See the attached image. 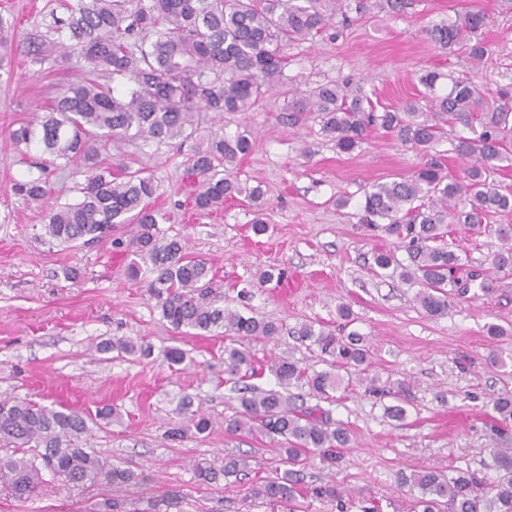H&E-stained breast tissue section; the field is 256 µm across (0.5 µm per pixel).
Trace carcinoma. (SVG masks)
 Masks as SVG:
<instances>
[{"label": "carcinoma", "mask_w": 512, "mask_h": 512, "mask_svg": "<svg viewBox=\"0 0 512 512\" xmlns=\"http://www.w3.org/2000/svg\"><path fill=\"white\" fill-rule=\"evenodd\" d=\"M375 6L398 16L408 13L414 0H376ZM369 9L368 0H73L67 17L53 18L48 31L34 37L32 52L45 58L67 49L87 62L91 76L64 88L50 111L35 113L10 130L15 148H35L50 156L31 163L28 175L14 181L11 191L27 201H42L48 196L49 167L80 162L85 182L79 200L49 209L44 230L50 240L68 247L90 244L124 224H136L127 273L136 281L142 267H149L153 278L148 292L174 330L222 329L239 337L271 339L287 327L216 305L211 268L190 256L181 238L168 237L160 228L168 217L148 207L159 190L154 178L126 172L121 163L117 168L123 176L113 175L101 151L108 146L119 151L134 141L146 145L196 140L189 159L198 178L194 207L207 213L227 199L243 195L256 201L261 195L259 187L242 184L234 172L253 148L250 132H212L211 115L248 112L273 88L287 97L289 121L297 122L307 112L317 114L321 132L343 153L359 146L371 129L426 151L439 139L441 126L458 124L471 132L455 145L466 162L463 176L450 179L441 165L430 162L411 176L374 184L363 193L361 223L370 228L381 223L385 233L404 240L407 263L387 251L378 252L374 263L392 277L420 284L417 301L428 315L444 314L474 285L492 290L495 281L464 269L459 255L443 240L449 222L471 227L492 213L512 211V191L502 192L495 180L503 162L512 161L511 88L492 93L487 84L466 74L452 80L450 91L439 94L441 74L426 70L419 82L428 91V108L407 101L384 112L375 111L363 87L351 81H328L304 94L284 89L288 47L322 35L338 15L347 21L350 11L364 14ZM485 26V13L471 10L454 21L431 24L425 35L441 50L467 46L477 65L487 53L477 37ZM102 77L114 86L99 82ZM490 96L497 102L491 111L486 107ZM425 197L429 206L405 208ZM497 235L501 247L492 257V268L511 271L512 227H499ZM291 334L316 346L333 368L371 364L370 346L357 332L338 336L304 322ZM96 348L139 357L151 352L147 343L129 339L104 341ZM267 369L276 387H244L241 411L225 421L226 430L250 434L258 429L282 438L289 468L253 492L271 502L291 503L302 493L295 467L312 459L335 466L350 436L342 425H332L324 411L300 410L284 392L303 382L327 399L341 378L330 371L310 374L284 359ZM224 372L257 375L250 352L232 344L224 347ZM493 407L501 421L512 420L511 396L494 398ZM181 412L185 425L170 431L171 437L209 429V420L191 409V400L183 402ZM88 436V418L75 409L47 407L29 398L0 399V482L15 498L27 500L48 474L72 488L148 480L103 457L89 445ZM491 458L489 467L499 473L492 483L463 471L448 476L433 469L403 474L400 483L420 491L416 506L422 512H512V448H496Z\"/></svg>", "instance_id": "1"}]
</instances>
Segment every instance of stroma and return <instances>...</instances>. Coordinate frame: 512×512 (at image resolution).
Listing matches in <instances>:
<instances>
[{"mask_svg": "<svg viewBox=\"0 0 512 512\" xmlns=\"http://www.w3.org/2000/svg\"><path fill=\"white\" fill-rule=\"evenodd\" d=\"M47 0H0V15L16 19L0 46V398H30L47 406H69L87 414L109 406L112 423L91 427V442L111 462L148 475L144 484L113 487L92 484L83 491L54 482L37 497L21 501L0 485V512H97L111 501L113 512H149L152 501L178 492L167 512H287L254 496L253 487L282 470L280 438L231 435L224 422L240 410L239 394L224 380V347L218 332L178 333L163 320L146 281L127 275L128 259L111 242L69 248L41 241L47 208L75 202L84 181L76 166L54 172L44 205L14 195V179L28 171L11 144L10 129L35 112H45L67 84L83 78L88 66L77 55L33 61L27 34L45 32ZM479 9L488 24L482 37L488 52L472 66L464 50L436 49L424 29ZM334 37L288 48L289 88L305 91L327 81L360 82L376 109L398 107L423 97V70L444 73L439 92L452 77L474 71L490 86L512 87V0H416L408 15L371 14L349 23L334 22ZM284 97L266 93L247 112L216 119L215 131L228 135L250 130L255 146L236 169L241 182L261 186V206L228 200L223 210L198 214L191 199L187 168L192 142L179 140L125 145L121 160L159 185L153 205L167 214V235L183 237L192 255L205 259L219 285L221 305L246 316L287 327L313 322L330 329L348 326L366 336L373 351L363 384L337 390L318 402L307 386L293 387L297 406L324 405L333 421L350 434L339 468L320 461L301 468L306 486L337 483L345 491L344 509L334 500L308 497L301 512H361L366 501L380 512H414L416 491L399 487L398 473L422 469L469 471L490 477L487 465L496 448H512V423L497 424L492 398L512 394V273L499 274L490 294L455 300L447 314L430 317L416 302L418 284L376 274L380 250L405 258L400 239L367 231L359 222L364 189L411 175L437 160L449 177L464 164L452 149L462 126H444L428 152H418L384 131L371 132L353 152H339L322 134L316 114L296 124L282 119ZM264 212L267 233L253 231ZM511 224L512 213L493 214L482 232L460 224L448 227L445 241L470 268L487 271L499 246L496 230ZM79 272L78 280L65 276ZM284 272L281 283H263V271ZM348 305L350 323L338 315ZM503 336L490 338L488 325ZM131 338L151 344L149 357L102 353L103 340ZM256 362L289 358L321 371L317 350L296 337L244 340ZM185 350L183 364L170 365L168 347ZM505 363L491 365V351ZM192 396L210 419L208 432H188L183 440L166 436L179 426V406ZM401 404L404 420L386 417L385 406ZM230 457L249 461L246 474L199 479L202 470L221 472Z\"/></svg>", "mask_w": 512, "mask_h": 512, "instance_id": "obj_1", "label": "stroma"}]
</instances>
